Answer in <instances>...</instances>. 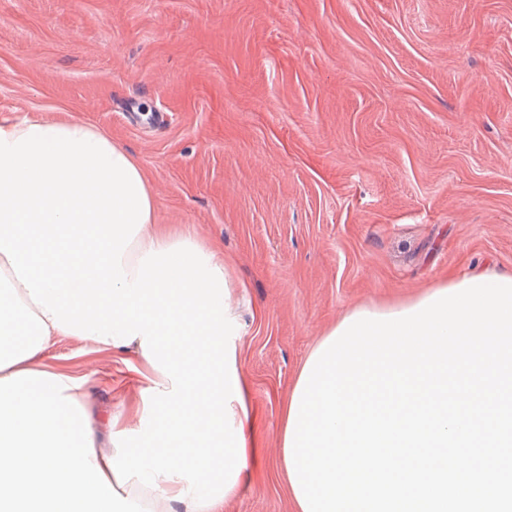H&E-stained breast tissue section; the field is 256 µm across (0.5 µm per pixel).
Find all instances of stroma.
<instances>
[{"instance_id": "1", "label": "stroma", "mask_w": 512, "mask_h": 512, "mask_svg": "<svg viewBox=\"0 0 512 512\" xmlns=\"http://www.w3.org/2000/svg\"><path fill=\"white\" fill-rule=\"evenodd\" d=\"M100 128L160 223L216 247L257 465L219 512H296L288 392L347 312L512 274V0H0V116ZM109 437L134 355L56 338ZM483 275H489V276L497 275L500 278H502V277H507L508 278L509 277L508 279L512 280V275L499 274V273H495V272L481 273V274H476V275H471V276H463V277H460V278L446 279V280H443V281L439 282L436 286L431 287L430 290H428V291L424 292L423 294L415 297L414 299L406 301V302H403V303H400V304H397V305L381 306V307H360V308H356V309L352 310L351 312H349L347 315H345L336 324V326L333 329H331L318 342V344L315 346V348L312 350V352L310 353V355L308 356V358L304 362V364H303V366H302V368H301V370H300V372L298 374V377H297L294 385L291 388L290 394L288 396V403H287V406H286V409H285L283 427H282V430H281V448H282V451H281L280 457L278 459V467L284 472V474L286 476V479H287V482H288L289 492H290L292 498L294 499V501H295V503L297 505V512H305V511H303V509L301 507V503L299 504L298 499H297V497L295 495L293 486H292V484L290 482L289 473H288L287 465H286V461H285V452H284L285 449L284 448H285V445H286L285 444V438H286L285 436H286L287 426H288V421H289V416H290L291 403L293 402V400H292L293 399V395H294L295 389H296V387L298 385V382L300 381L299 379L301 378V374H302V371L304 370V366L307 363V360L316 351V349L319 348V346L321 344H323V342L340 326V324L344 321L345 318L350 317V316H352L355 313H359V312H362V311H369L371 313H378V314H390V313H396V312L400 313L401 311H405L407 309L415 308L416 305H418L421 301H424V299L430 298V296L433 295L435 292L441 291V290L446 289V288H451V287L456 286V285H460V284H462L464 282L465 279L470 280L472 278H475V277H478V276H483Z\"/></svg>"}]
</instances>
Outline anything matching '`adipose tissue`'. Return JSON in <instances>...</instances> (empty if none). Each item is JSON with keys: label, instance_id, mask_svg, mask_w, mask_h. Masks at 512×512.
Segmentation results:
<instances>
[{"label": "adipose tissue", "instance_id": "1", "mask_svg": "<svg viewBox=\"0 0 512 512\" xmlns=\"http://www.w3.org/2000/svg\"><path fill=\"white\" fill-rule=\"evenodd\" d=\"M217 250L158 221L138 161L75 120L0 118V512H217L251 476L256 414ZM148 372L105 451L55 337Z\"/></svg>", "mask_w": 512, "mask_h": 512}]
</instances>
